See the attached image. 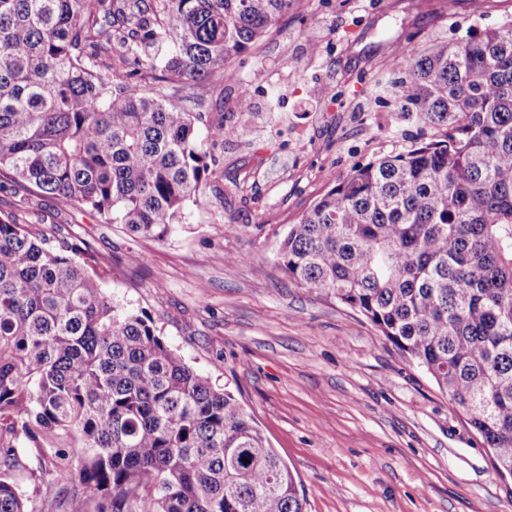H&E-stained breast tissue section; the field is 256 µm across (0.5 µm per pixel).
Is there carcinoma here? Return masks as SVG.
Segmentation results:
<instances>
[{
	"mask_svg": "<svg viewBox=\"0 0 512 512\" xmlns=\"http://www.w3.org/2000/svg\"><path fill=\"white\" fill-rule=\"evenodd\" d=\"M293 0H0V169L165 240L240 129L155 86L222 79ZM399 99L437 134L354 168L288 226L296 285L361 313L512 475V20L402 47ZM56 224L0 220V512H36L24 448H51L59 512H304L228 389L114 302Z\"/></svg>",
	"mask_w": 512,
	"mask_h": 512,
	"instance_id": "carcinoma-1",
	"label": "carcinoma"
}]
</instances>
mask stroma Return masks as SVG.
<instances>
[{"label": "stroma", "mask_w": 512, "mask_h": 512, "mask_svg": "<svg viewBox=\"0 0 512 512\" xmlns=\"http://www.w3.org/2000/svg\"><path fill=\"white\" fill-rule=\"evenodd\" d=\"M512 0H294L239 70L255 91L197 83L185 105L246 132L214 150L201 204L159 242L0 172V218L58 222L111 270L107 290L150 316L216 386H230L290 467L304 512H512L480 437L430 377L362 314L293 284L275 261L295 223L356 166L411 144L383 83L393 44L458 40ZM395 113L392 123L381 122ZM141 263H134V256Z\"/></svg>", "instance_id": "stroma-1"}]
</instances>
